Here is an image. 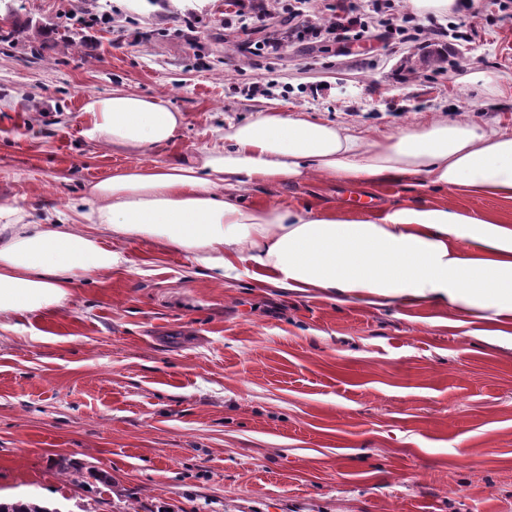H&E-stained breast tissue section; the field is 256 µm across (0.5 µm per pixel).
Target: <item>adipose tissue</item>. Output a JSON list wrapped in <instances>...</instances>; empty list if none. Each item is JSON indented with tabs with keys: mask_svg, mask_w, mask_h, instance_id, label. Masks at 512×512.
<instances>
[{
	"mask_svg": "<svg viewBox=\"0 0 512 512\" xmlns=\"http://www.w3.org/2000/svg\"><path fill=\"white\" fill-rule=\"evenodd\" d=\"M93 143L143 154L174 139L182 117L120 90L86 98ZM224 149L197 163L138 165L91 185L69 211L0 203V321L60 308L79 276L124 265L102 234L151 239L187 253L225 284L247 272L259 287L371 307L448 308L512 341V224L444 202L349 214L244 201L249 184L327 180L377 187L412 181L512 202V134L457 119L366 140L268 108L230 127Z\"/></svg>",
	"mask_w": 512,
	"mask_h": 512,
	"instance_id": "1",
	"label": "adipose tissue"
}]
</instances>
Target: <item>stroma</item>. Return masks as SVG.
Segmentation results:
<instances>
[{
	"instance_id": "35a3bbf8",
	"label": "stroma",
	"mask_w": 512,
	"mask_h": 512,
	"mask_svg": "<svg viewBox=\"0 0 512 512\" xmlns=\"http://www.w3.org/2000/svg\"><path fill=\"white\" fill-rule=\"evenodd\" d=\"M23 2L29 30L0 24V202L64 209L128 167L223 147L272 102L369 139L462 115L512 133L495 0L454 17L378 0L390 34L319 42L292 37L288 0L246 27L224 0ZM115 89L181 112L176 137L142 155L88 141L86 97ZM243 194L352 214L445 201L512 224V203L402 183ZM120 247L125 267L0 331V493L46 488L60 512H512V350L482 323L221 287L176 250Z\"/></svg>"
}]
</instances>
